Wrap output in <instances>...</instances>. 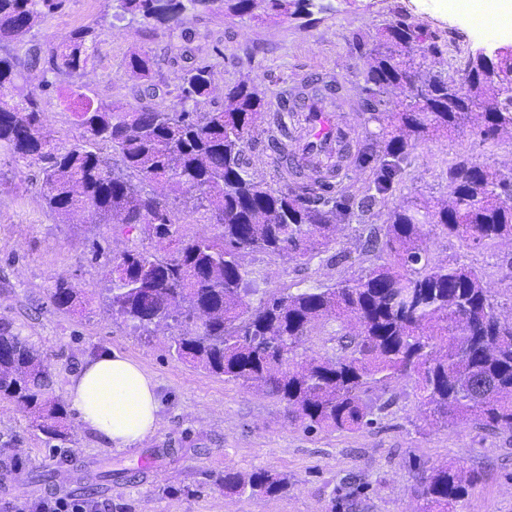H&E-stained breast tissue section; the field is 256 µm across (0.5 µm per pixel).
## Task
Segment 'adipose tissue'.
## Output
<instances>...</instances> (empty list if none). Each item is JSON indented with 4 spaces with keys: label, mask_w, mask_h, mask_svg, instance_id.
Returning a JSON list of instances; mask_svg holds the SVG:
<instances>
[{
    "label": "adipose tissue",
    "mask_w": 512,
    "mask_h": 512,
    "mask_svg": "<svg viewBox=\"0 0 512 512\" xmlns=\"http://www.w3.org/2000/svg\"><path fill=\"white\" fill-rule=\"evenodd\" d=\"M67 401L84 426L116 449L136 445L159 426L154 378L113 350L83 359L70 380Z\"/></svg>",
    "instance_id": "1"
}]
</instances>
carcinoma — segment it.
I'll list each match as a JSON object with an SVG mask.
<instances>
[{"label": "carcinoma", "instance_id": "cac0c4a2", "mask_svg": "<svg viewBox=\"0 0 512 512\" xmlns=\"http://www.w3.org/2000/svg\"><path fill=\"white\" fill-rule=\"evenodd\" d=\"M127 15L178 26L199 8L256 17H310L315 0H116ZM64 0H0V39L17 40ZM96 27L81 26L52 51L71 72L96 51ZM354 47L365 86L358 101L368 114L354 156L371 165L354 191L339 193L322 176L302 186L273 187L255 177L247 154L272 127L266 97L237 84L224 108L207 111L213 83L207 65L183 73L181 109L126 108L88 101L76 113L80 139L58 138L26 86L18 58L0 56V150L37 163L47 209L67 221L77 212L92 224L134 229L148 239L174 241L166 254L129 250L111 260L105 301L112 315L146 332L171 329L169 354L224 379L270 391L308 431H359L375 424L372 395L410 380L431 421L512 430V322H501L483 277L458 260L435 263L430 235L455 236L473 247L512 241V169L462 163L448 173V198L408 196L384 213L382 261L333 285L281 288L249 299L245 252L310 261L335 239L341 216L366 224L409 155L424 141L446 138L470 123L485 139L512 135V59L495 71L469 55L465 83L427 67L440 54L434 37L404 19ZM127 67L149 77L153 58L129 57ZM395 98H387L389 94ZM175 185L189 194L182 205L221 227L218 234L178 236L179 205L156 192ZM52 303L81 304L84 289L56 282ZM337 323L336 345L293 361L310 329ZM0 399L30 410L39 430L66 439L67 414L52 396L44 358L27 339L0 323ZM480 480L448 465L421 478L422 512H457ZM250 502L283 492L288 476L258 469L226 471L215 480Z\"/></svg>", "mask_w": 512, "mask_h": 512}]
</instances>
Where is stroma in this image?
Instances as JSON below:
<instances>
[{
  "label": "stroma",
  "instance_id": "stroma-1",
  "mask_svg": "<svg viewBox=\"0 0 512 512\" xmlns=\"http://www.w3.org/2000/svg\"><path fill=\"white\" fill-rule=\"evenodd\" d=\"M329 2L330 10L307 24L189 12L180 27L171 28L140 16L115 20V0H65L23 41H0V55L21 57L27 46L41 47V62L25 71L28 86L38 91L57 136L71 141L79 134V94L96 102L173 109L180 105L182 75L195 63L213 72L207 102L213 109L223 107L226 89L237 84L254 86L270 99L304 74L334 77L349 95L344 115L361 131L367 116L356 106L364 80L354 35L373 36L398 19L422 24L441 50L429 65L457 79L472 50L487 42L473 16L449 8L448 0ZM92 23L98 26L99 50L85 69L75 73L51 62L53 48ZM142 51L155 59L145 79L127 67L130 55ZM150 86L155 96H142ZM475 161L512 168V139L485 140L467 126L446 140L421 144L387 203L415 193L446 197L449 169ZM85 221L79 214L60 223L43 204L38 165L0 151V319L44 352L53 394L61 399L85 357L114 350L137 361L158 384L160 426L137 445L117 450L72 414V432L61 441L32 427L20 406L0 400V442L13 440L26 459L22 469L0 479V512H35L47 499L85 502L94 512H331L334 491L352 484L365 491L343 512H420V478L444 462L481 475L458 512H512V430L428 426L418 392L403 382L393 387V403L373 427L305 431L274 395L179 362L169 355L162 332L145 335L112 319L102 304L107 258L143 247L165 253L169 246L143 243L136 232L113 234L108 224L91 238L82 228ZM366 238L359 224L343 223L329 249L311 261L247 252L241 263L260 292L330 285L376 263L379 251ZM94 239L104 258L91 259ZM454 257L481 271L502 319L512 318V244L473 249L455 237H436L432 260ZM60 279L85 291L75 310L50 300ZM74 455L80 465L60 472L61 460ZM101 464L115 470L116 478L88 482L86 472ZM257 468L287 474V491L249 502L215 484L224 471ZM46 473L54 474L53 483L43 482Z\"/></svg>",
  "mask_w": 512,
  "mask_h": 512
}]
</instances>
